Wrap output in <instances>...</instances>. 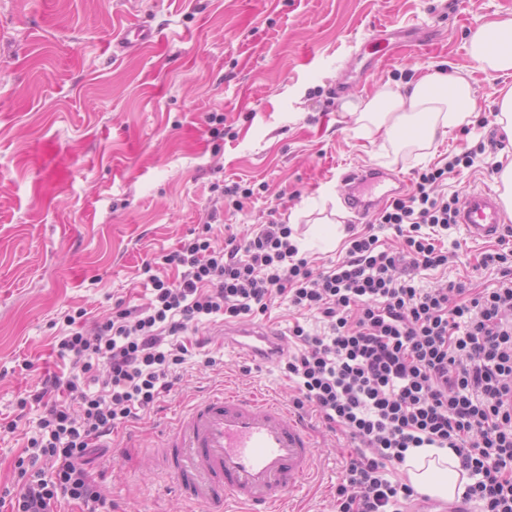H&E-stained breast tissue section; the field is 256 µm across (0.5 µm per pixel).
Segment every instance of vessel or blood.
Masks as SVG:
<instances>
[{
    "label": "vessel or blood",
    "mask_w": 512,
    "mask_h": 512,
    "mask_svg": "<svg viewBox=\"0 0 512 512\" xmlns=\"http://www.w3.org/2000/svg\"><path fill=\"white\" fill-rule=\"evenodd\" d=\"M383 172L361 169L342 178L343 200L355 215L368 213L366 196L381 184ZM457 222L473 240L498 237L505 223L496 193L465 191ZM236 345L266 360L280 336L259 326L229 329ZM309 425L280 403L223 391L201 399L180 413L156 449L160 468L176 490L206 512H226L228 502L249 512H277L286 491L301 487L315 465Z\"/></svg>",
    "instance_id": "1"
}]
</instances>
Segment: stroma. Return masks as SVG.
I'll list each match as a JSON object with an SVG mask.
<instances>
[{"label": "stroma", "mask_w": 512, "mask_h": 512, "mask_svg": "<svg viewBox=\"0 0 512 512\" xmlns=\"http://www.w3.org/2000/svg\"><path fill=\"white\" fill-rule=\"evenodd\" d=\"M512 19V0H0V418L44 371L65 315L139 304L136 273L204 222L223 245L276 218L315 271L341 260L363 232L336 180L376 167L414 183L474 147L480 120L512 76L479 70L466 50L489 20ZM428 26L425 45L397 49L388 33ZM126 26L154 33L114 52ZM470 72L476 110L424 150L396 151L385 132L365 131L353 104L433 64ZM347 82L336 95L339 82ZM223 116L211 128V114ZM497 157L459 167L442 193L496 187ZM250 189L241 206L221 186ZM448 266L421 272L491 282L475 271L495 241L443 235ZM217 363L192 359L141 420L106 439L89 465L108 512H204L178 496L155 449L175 410L232 390L291 406L278 363L210 345ZM309 484L283 512H334L346 440L315 423Z\"/></svg>", "instance_id": "1"}]
</instances>
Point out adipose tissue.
I'll list each match as a JSON object with an SVG mask.
<instances>
[{
	"label": "adipose tissue",
	"instance_id": "adipose-tissue-1",
	"mask_svg": "<svg viewBox=\"0 0 512 512\" xmlns=\"http://www.w3.org/2000/svg\"><path fill=\"white\" fill-rule=\"evenodd\" d=\"M468 51L480 70L512 75V20L483 23L471 35ZM476 105V89L469 72L448 74L429 67L416 81L384 87L355 109L375 128L402 131L403 146H426L436 136L466 122ZM459 460L447 448H412L401 466L419 493L442 499L463 493L465 481Z\"/></svg>",
	"mask_w": 512,
	"mask_h": 512
}]
</instances>
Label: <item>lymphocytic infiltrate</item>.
I'll list each match as a JSON object with an SVG mask.
<instances>
[{
	"label": "lymphocytic infiltrate",
	"mask_w": 512,
	"mask_h": 512,
	"mask_svg": "<svg viewBox=\"0 0 512 512\" xmlns=\"http://www.w3.org/2000/svg\"><path fill=\"white\" fill-rule=\"evenodd\" d=\"M499 144L489 131L446 167L419 173L412 191L379 213L378 226L402 237L399 251L381 249L374 232L355 234L343 260L317 274L289 225L272 220L219 249L200 235L182 241L161 258L173 278L144 264L146 304L92 321L82 309L66 316L57 354L67 367L16 402L19 413L31 404L43 413L15 461L22 484L1 490L0 506L53 512L65 501L97 512L106 496L86 465L101 439L171 392L178 367L210 344L207 325L266 314L284 297L327 327L314 334L294 324L300 346L278 362L295 408L353 446L336 512H401L418 500L410 484L388 476L411 448L456 454L469 482L448 512H466L473 501L481 512H512V226L478 261L497 271L493 286L415 281L418 271L448 263L432 231L455 226L459 196L438 193L439 183Z\"/></svg>",
	"instance_id": "lymphocytic-infiltrate-1"
}]
</instances>
